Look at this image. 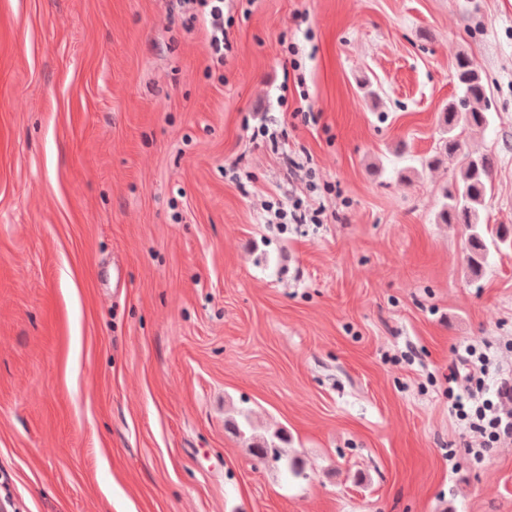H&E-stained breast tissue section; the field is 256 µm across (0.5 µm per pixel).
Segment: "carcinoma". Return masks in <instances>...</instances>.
Masks as SVG:
<instances>
[{"mask_svg":"<svg viewBox=\"0 0 512 512\" xmlns=\"http://www.w3.org/2000/svg\"><path fill=\"white\" fill-rule=\"evenodd\" d=\"M454 71L461 96L449 101L440 112L442 135L429 164L436 166L447 161L457 168L454 179L443 191L436 220L443 224H464L471 230L465 261L468 270L478 274L485 267L490 249H512V229L500 224L488 237L478 230L480 210L492 190L495 158L471 151L467 135L483 132L490 125L487 87L466 54L457 57ZM279 440H283L280 435L275 441L263 439L254 443L255 456L264 459L272 453L274 461H279Z\"/></svg>","mask_w":512,"mask_h":512,"instance_id":"cac0c4a2","label":"carcinoma"}]
</instances>
